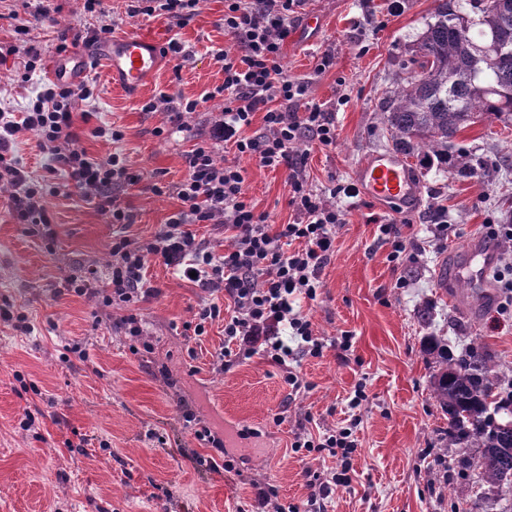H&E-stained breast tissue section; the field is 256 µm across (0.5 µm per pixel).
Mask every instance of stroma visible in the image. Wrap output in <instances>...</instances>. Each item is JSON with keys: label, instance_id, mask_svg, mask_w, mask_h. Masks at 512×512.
Masks as SVG:
<instances>
[{"label": "stroma", "instance_id": "obj_1", "mask_svg": "<svg viewBox=\"0 0 512 512\" xmlns=\"http://www.w3.org/2000/svg\"><path fill=\"white\" fill-rule=\"evenodd\" d=\"M435 6V0H405L391 16L386 0H307L304 10L321 17V29L307 34L302 19L294 20L283 65L290 76L308 81L310 100L332 112L336 124L335 146H302L315 191L352 183L357 164L386 150L381 102ZM49 8V17L37 19L18 12L15 0H0V45L18 48L0 56V110L25 111L50 80L60 39L83 38L103 25L116 37L134 32L163 47L179 42L189 58L163 57L155 78L128 95L96 64L84 78L93 95L73 110L76 145L91 157L113 150L111 142L91 135L92 126L123 130L126 165L138 181L118 201L134 223H111L78 190L64 188L47 199L54 231L48 242L36 225L18 223L8 198L0 196V305L24 311L32 326L24 334L0 321V512H249L258 483L273 486L286 507L306 500L307 468L337 464L295 453V433L355 418L359 445L350 483L333 491L328 512H448L452 499L479 500L482 512H512V490L485 494L478 474L437 484L439 430L446 420L430 395L431 372L421 350L426 330L417 318L419 305H432L434 328L453 353L480 338L499 377L512 381V318L492 308L472 318L452 302L449 284L466 243L486 236L488 220L502 223L512 215V181H457L416 165L422 195L410 216L395 217L360 196L343 201L344 222L336 229L322 290L304 306L327 346L321 356L301 358L306 387L296 399L288 397L283 370L262 357L217 371L223 319L194 337L186 325L209 295L157 259L149 261L147 276L160 293L138 310L151 349L132 353L122 310L96 307L69 292L68 282L93 269L97 287H104L113 239H152L180 208L175 193L159 196L152 186L182 181L190 135L208 137L221 117V100L207 94L224 81L215 56L231 46L224 0H201L183 26L163 15L128 17L124 0H101L92 14L80 0H51ZM21 23L28 27L23 36L16 33ZM31 51L40 61L25 82ZM325 54L333 65L317 72ZM163 94L200 100L190 135L170 132L164 114L144 111ZM86 112L91 120H83ZM160 126L164 134L155 135ZM456 144L494 162L512 161V124L480 117ZM218 154L243 168L245 193L269 223L293 219L287 171L260 167L230 147ZM441 205L448 208L450 228L437 239L429 225ZM392 222L409 241L395 261L380 232ZM346 333L352 346L344 350L337 343ZM75 344L86 350L88 362L69 353ZM25 381L35 383L36 392L23 391ZM359 384L366 399L353 408L349 398ZM28 410L37 413L31 431L20 427ZM186 411L223 437L232 471L209 469L212 451L195 439L182 418ZM72 443L82 452L69 451Z\"/></svg>", "mask_w": 512, "mask_h": 512}]
</instances>
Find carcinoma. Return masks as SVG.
Masks as SVG:
<instances>
[{
	"label": "carcinoma",
	"mask_w": 512,
	"mask_h": 512,
	"mask_svg": "<svg viewBox=\"0 0 512 512\" xmlns=\"http://www.w3.org/2000/svg\"><path fill=\"white\" fill-rule=\"evenodd\" d=\"M405 77L383 102L392 151L437 164L451 179L490 174L481 156L454 154L458 133L482 115L512 118V0H436L431 21L401 63ZM431 397L448 418L438 462L448 481L476 470L482 484L512 488V390L499 383L491 355L475 338L458 357L448 339L425 337Z\"/></svg>",
	"instance_id": "carcinoma-1"
}]
</instances>
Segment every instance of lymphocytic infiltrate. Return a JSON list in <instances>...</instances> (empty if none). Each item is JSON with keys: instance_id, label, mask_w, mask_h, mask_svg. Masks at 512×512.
<instances>
[{"instance_id": "1", "label": "lymphocytic infiltrate", "mask_w": 512, "mask_h": 512, "mask_svg": "<svg viewBox=\"0 0 512 512\" xmlns=\"http://www.w3.org/2000/svg\"><path fill=\"white\" fill-rule=\"evenodd\" d=\"M306 0H224V32L232 49L217 53L224 82L209 92L222 99L224 116L216 122L211 139L199 140L186 154L188 175L174 188L155 186L156 194L174 191L182 207L150 241L116 237L110 249L106 287H93L85 278L73 284L74 293L102 307L125 309L122 322L133 342L146 336L134 312L142 301L156 296L149 286L146 265L158 258L181 277H195L200 288L224 293L227 308L211 302L199 308L194 336H203L209 323L224 321L225 345L216 364L227 370L231 360L262 356L278 365L292 394L303 382L294 363L298 358L322 355L326 343L316 336L302 308L316 300L322 272L333 254L337 224L343 223L342 199L355 197L351 184L332 186L328 194L313 190L305 174L303 142L331 147L336 124L330 112L308 99L307 81L288 76L282 65V47L300 7ZM88 86H44L32 97L26 112L0 111V191L7 193L13 216L22 224L50 226L47 199L71 184L83 197L107 214L111 223L130 224L134 217L118 202L119 192L137 181L115 150L106 158L90 157L75 145L72 110L76 102L92 97ZM262 113L264 130L249 137L245 131L255 113ZM32 133L50 162L42 178L27 175L14 153L20 134ZM235 147L238 154L255 158L266 168L286 169L293 222L271 227L268 216L255 212L243 189V169L218 159L213 141ZM224 227L228 245L217 255L197 240L191 227ZM349 426L323 427L319 433L295 434L292 446L306 454L336 458L329 473L310 472V493L289 512H327L332 491L349 483L350 458L358 447Z\"/></svg>"}]
</instances>
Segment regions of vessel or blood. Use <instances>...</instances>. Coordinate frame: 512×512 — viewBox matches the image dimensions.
<instances>
[{
  "label": "vessel or blood",
  "mask_w": 512,
  "mask_h": 512,
  "mask_svg": "<svg viewBox=\"0 0 512 512\" xmlns=\"http://www.w3.org/2000/svg\"><path fill=\"white\" fill-rule=\"evenodd\" d=\"M96 60L105 63L114 83L136 91L156 75L160 48L148 37L134 33L92 50L80 46L58 60L51 77L68 86L78 85ZM354 180L365 200L400 216L413 212L421 196V186L409 166L387 152L372 155L358 164ZM498 257L499 247L494 241L477 238L466 246L454 268V278L469 284L465 297L471 303H482L486 277L497 265Z\"/></svg>",
  "instance_id": "b4317fda"
}]
</instances>
